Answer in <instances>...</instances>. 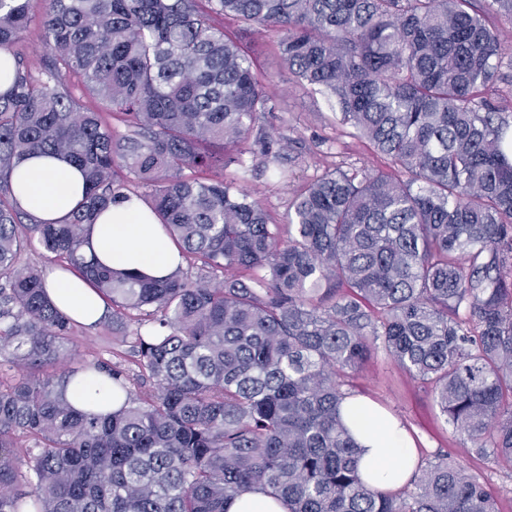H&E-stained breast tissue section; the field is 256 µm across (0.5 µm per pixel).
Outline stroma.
<instances>
[{
    "label": "stroma",
    "instance_id": "1",
    "mask_svg": "<svg viewBox=\"0 0 512 512\" xmlns=\"http://www.w3.org/2000/svg\"><path fill=\"white\" fill-rule=\"evenodd\" d=\"M226 35L236 41L253 62L272 109L261 114L246 141L254 146L266 134L273 152L279 154L280 174L256 170L245 188L272 222L283 223L297 192L318 178L325 169H370L388 166L389 161L343 125L329 99L302 84L281 62L277 45L279 32L256 26L242 30L233 19H225ZM71 367L101 359L112 361V324L76 325ZM353 393L366 396L391 412L416 443L420 458L431 460L449 451L466 473L481 476L505 501L512 512V471L493 462L469 457L465 434L452 431L427 387L411 378L378 351L362 371L350 380Z\"/></svg>",
    "mask_w": 512,
    "mask_h": 512
}]
</instances>
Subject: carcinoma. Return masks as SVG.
<instances>
[{"label":"carcinoma","mask_w":512,"mask_h":512,"mask_svg":"<svg viewBox=\"0 0 512 512\" xmlns=\"http://www.w3.org/2000/svg\"><path fill=\"white\" fill-rule=\"evenodd\" d=\"M476 2L0 0L13 66L0 92V371L19 372L0 385V512H225L252 491L288 512H500L448 454L412 491L374 489L340 413L381 348L472 454L512 469V124L488 98L503 80L493 15L512 16V0ZM36 5L48 56L35 75L15 46ZM228 16L282 32L288 71L395 169L337 167L270 223L240 185L256 166L231 153L268 98L224 35ZM71 73L132 133L83 109ZM34 154L83 173L85 200L62 223L18 205L10 174ZM231 163L241 173L227 181ZM133 180L195 272H116L86 251ZM36 246L110 302L135 369L64 366L74 320L20 263ZM80 371L110 379L121 405L74 408Z\"/></svg>","instance_id":"obj_1"}]
</instances>
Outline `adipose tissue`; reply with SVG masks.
<instances>
[{
	"label": "adipose tissue",
	"mask_w": 512,
	"mask_h": 512,
	"mask_svg": "<svg viewBox=\"0 0 512 512\" xmlns=\"http://www.w3.org/2000/svg\"><path fill=\"white\" fill-rule=\"evenodd\" d=\"M11 184L21 208L47 222H63L85 197L80 169L56 156L28 159L12 172ZM90 241L103 264L122 272L159 278L181 262L178 247L163 235L158 218L135 197L103 210L90 228ZM46 286L54 305L78 322H95L104 313L103 298L69 271L52 269ZM341 410L359 445L361 478L382 492L408 483L417 454L399 422L366 397L346 398Z\"/></svg>",
	"instance_id": "adipose-tissue-1"
}]
</instances>
